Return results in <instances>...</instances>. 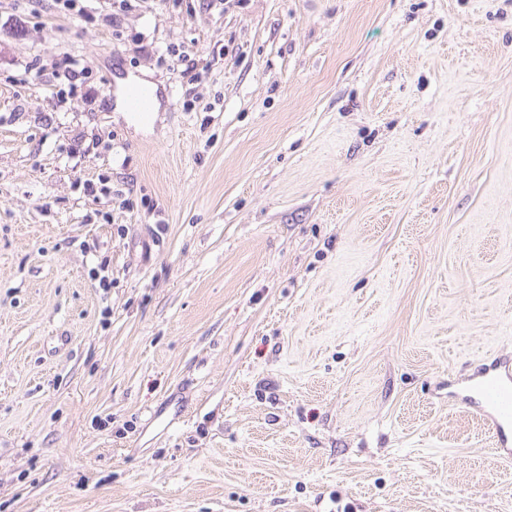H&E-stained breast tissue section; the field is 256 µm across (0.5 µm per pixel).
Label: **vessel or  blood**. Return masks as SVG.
<instances>
[{
    "mask_svg": "<svg viewBox=\"0 0 512 512\" xmlns=\"http://www.w3.org/2000/svg\"><path fill=\"white\" fill-rule=\"evenodd\" d=\"M122 96L131 115L146 118L155 110L152 93L138 82L124 85ZM466 404L490 430L495 452L512 457V359L496 356L481 364L463 379Z\"/></svg>",
    "mask_w": 512,
    "mask_h": 512,
    "instance_id": "1",
    "label": "vessel or blood"
}]
</instances>
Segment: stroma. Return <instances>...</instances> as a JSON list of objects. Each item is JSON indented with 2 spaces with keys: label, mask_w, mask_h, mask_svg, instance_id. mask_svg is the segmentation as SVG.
I'll return each mask as SVG.
<instances>
[{
  "label": "stroma",
  "mask_w": 512,
  "mask_h": 512,
  "mask_svg": "<svg viewBox=\"0 0 512 512\" xmlns=\"http://www.w3.org/2000/svg\"><path fill=\"white\" fill-rule=\"evenodd\" d=\"M84 7L0 0V512H512V0ZM122 96L131 115L144 119L155 110V99L152 93L135 81L126 83L122 89ZM468 395L465 403L478 414L503 458L512 457V360L495 356L461 379Z\"/></svg>",
  "instance_id": "1"
}]
</instances>
